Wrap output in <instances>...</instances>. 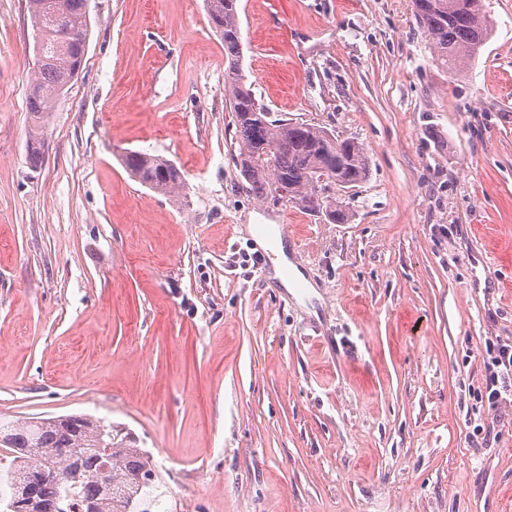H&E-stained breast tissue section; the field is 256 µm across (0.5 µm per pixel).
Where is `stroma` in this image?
Returning <instances> with one entry per match:
<instances>
[{
	"instance_id": "1",
	"label": "stroma",
	"mask_w": 512,
	"mask_h": 512,
	"mask_svg": "<svg viewBox=\"0 0 512 512\" xmlns=\"http://www.w3.org/2000/svg\"><path fill=\"white\" fill-rule=\"evenodd\" d=\"M484 4L455 71L412 0H240L258 103L366 150L333 224L244 190L204 0H89L33 164L32 28L0 0V420L123 428L150 512H512V398L478 396L512 343V0ZM279 224L293 292L255 262ZM126 169L141 184L162 195H179L185 187L181 170L167 159L137 151L124 155Z\"/></svg>"
}]
</instances>
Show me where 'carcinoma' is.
I'll use <instances>...</instances> for the list:
<instances>
[{
  "mask_svg": "<svg viewBox=\"0 0 512 512\" xmlns=\"http://www.w3.org/2000/svg\"><path fill=\"white\" fill-rule=\"evenodd\" d=\"M87 8V0H27L35 37L47 57L29 84L33 128L27 148L34 163L42 157L43 123L81 67ZM205 8L224 42V104L232 114L246 191L261 200L283 192L286 201L322 210L334 224L347 223L346 209L320 196L317 185L346 187L365 180L369 165L363 147L320 126L270 119L242 74L239 0H205ZM413 11L438 57L456 69L475 58L491 34L482 0H413ZM123 163L159 194L177 195L185 187L183 173L167 159L131 151ZM131 442L114 427L83 415H71L65 424L55 418L0 423V464L9 483L0 512H12L15 498L24 495L20 486L33 492L36 512H147L144 489L156 473L147 453ZM104 475L112 482L109 493L101 490Z\"/></svg>",
  "mask_w": 512,
  "mask_h": 512,
  "instance_id": "cac0c4a2",
  "label": "carcinoma"
}]
</instances>
